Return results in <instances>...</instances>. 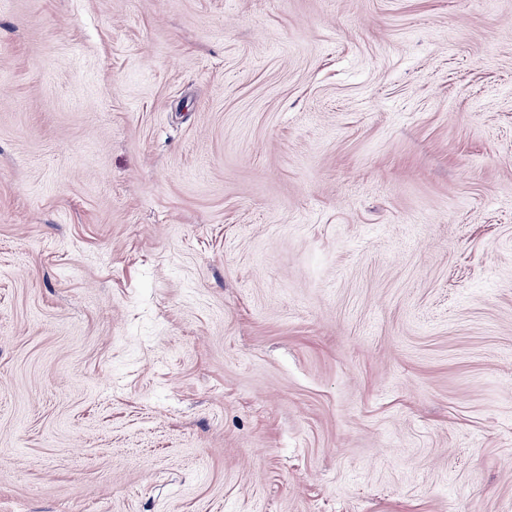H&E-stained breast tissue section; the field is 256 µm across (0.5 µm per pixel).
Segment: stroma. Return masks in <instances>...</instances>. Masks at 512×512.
Returning a JSON list of instances; mask_svg holds the SVG:
<instances>
[{
  "label": "stroma",
  "mask_w": 512,
  "mask_h": 512,
  "mask_svg": "<svg viewBox=\"0 0 512 512\" xmlns=\"http://www.w3.org/2000/svg\"><path fill=\"white\" fill-rule=\"evenodd\" d=\"M0 512H512V0H0Z\"/></svg>",
  "instance_id": "1"
}]
</instances>
